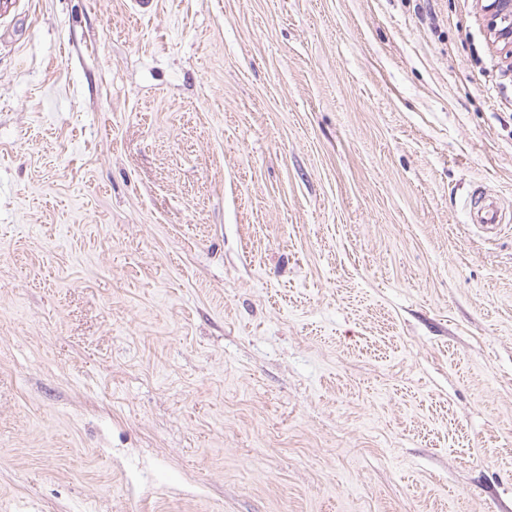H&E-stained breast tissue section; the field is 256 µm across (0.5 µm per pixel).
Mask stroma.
<instances>
[{
    "mask_svg": "<svg viewBox=\"0 0 512 512\" xmlns=\"http://www.w3.org/2000/svg\"><path fill=\"white\" fill-rule=\"evenodd\" d=\"M0 512H512L477 0L0 6Z\"/></svg>",
    "mask_w": 512,
    "mask_h": 512,
    "instance_id": "stroma-1",
    "label": "stroma"
}]
</instances>
